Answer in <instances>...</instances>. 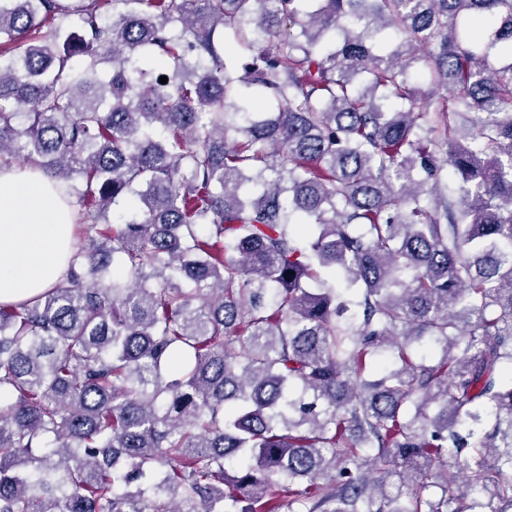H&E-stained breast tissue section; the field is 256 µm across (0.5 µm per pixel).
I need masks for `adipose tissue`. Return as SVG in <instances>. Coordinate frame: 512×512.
<instances>
[{"instance_id": "1", "label": "adipose tissue", "mask_w": 512, "mask_h": 512, "mask_svg": "<svg viewBox=\"0 0 512 512\" xmlns=\"http://www.w3.org/2000/svg\"><path fill=\"white\" fill-rule=\"evenodd\" d=\"M73 220L41 170L0 172V302L35 297L65 278Z\"/></svg>"}]
</instances>
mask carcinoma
I'll return each instance as SVG.
<instances>
[{
	"mask_svg": "<svg viewBox=\"0 0 512 512\" xmlns=\"http://www.w3.org/2000/svg\"><path fill=\"white\" fill-rule=\"evenodd\" d=\"M19 148L0 512H512V0H0ZM73 220L41 170L0 172V302L35 297L65 278Z\"/></svg>",
	"mask_w": 512,
	"mask_h": 512,
	"instance_id": "carcinoma-1",
	"label": "carcinoma"
}]
</instances>
